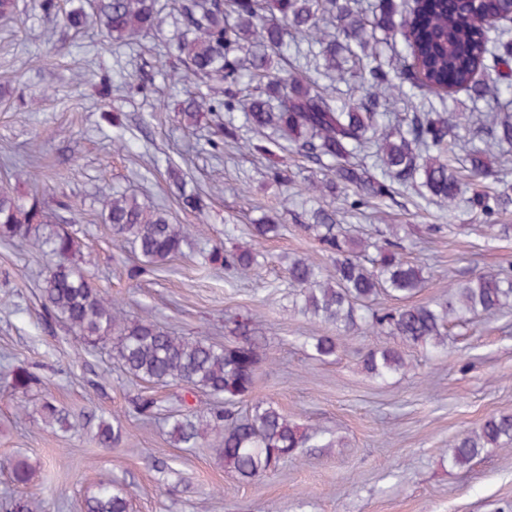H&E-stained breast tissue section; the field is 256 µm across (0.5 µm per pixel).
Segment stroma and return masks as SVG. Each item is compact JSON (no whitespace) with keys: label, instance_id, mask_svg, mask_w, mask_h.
Instances as JSON below:
<instances>
[{"label":"stroma","instance_id":"obj_1","mask_svg":"<svg viewBox=\"0 0 512 512\" xmlns=\"http://www.w3.org/2000/svg\"><path fill=\"white\" fill-rule=\"evenodd\" d=\"M56 2L47 13L37 0H15L13 19H0V184L39 195L48 222L70 226L82 268L127 318L149 315L180 335L218 342L225 321L251 318L268 357L256 396L337 445L302 449L249 483L225 472L215 438L179 447L163 423L143 422L133 408L147 394L179 411L175 390L125 375L110 343L87 347L63 324L44 323L37 243L0 241V512L22 495L40 499L42 512H80L85 490L101 481L127 485L134 512H512V448H485L465 468L449 460L454 439L512 412V308L452 322L445 349H407L409 370L384 379L367 374L361 357L394 340L365 328L345 334L334 358L318 360L309 344L331 329L293 307L285 269L297 257L330 263L299 219L310 205L304 187L323 169L284 154L292 177L284 186L248 150L255 136L247 126L239 128V148L221 156L210 145V124L184 128L182 95L167 78L177 35L170 10L160 28L122 45L95 24L72 27V0ZM143 70L155 73L148 92L135 83ZM104 74L114 79L106 93ZM25 161L30 177H11L9 163ZM183 189L200 190L202 212L181 208ZM115 191L168 210L187 227L190 247L130 278L138 257L113 243L100 217L101 198ZM321 203L358 238L387 224L406 228V255L428 279L414 302L445 299L449 284L482 273L512 275V236H493L476 216L449 215L425 188L397 186L378 209L353 210L329 196ZM262 218L283 227L264 245L268 264L246 276L203 264L201 251L249 242ZM435 224L440 232H432ZM19 365L42 379L24 395L7 376ZM45 399L68 411V430L44 422ZM112 416L128 435L103 448L91 430ZM19 457L33 467L24 486L10 478Z\"/></svg>","mask_w":512,"mask_h":512}]
</instances>
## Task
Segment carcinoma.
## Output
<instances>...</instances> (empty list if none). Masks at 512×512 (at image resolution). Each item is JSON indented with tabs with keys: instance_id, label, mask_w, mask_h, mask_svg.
I'll return each mask as SVG.
<instances>
[{
	"instance_id": "cac0c4a2",
	"label": "carcinoma",
	"mask_w": 512,
	"mask_h": 512,
	"mask_svg": "<svg viewBox=\"0 0 512 512\" xmlns=\"http://www.w3.org/2000/svg\"><path fill=\"white\" fill-rule=\"evenodd\" d=\"M92 15L114 41L130 40L161 22L158 0H89ZM182 35L171 47L175 65L169 77L185 87L179 114L185 126L211 117L219 152L238 144L236 113L259 136L251 150L270 162L273 178L291 181L288 166L272 161L286 141L297 155L335 172L336 178L312 183V191L336 189V182L354 188L344 197L358 209L372 199L392 196L394 185L407 183L427 189L431 200L455 212H475L489 229L508 235L512 226L496 225L512 207L507 192L489 194L479 182L505 169L512 156V113L484 112L474 117L448 106V95L480 90L477 71L512 69V41L489 33L484 18L512 16V0H415L405 12L386 0L380 15L365 19L355 0H174ZM400 38L406 50L398 70L390 68L377 50V32ZM347 53V72L358 81L359 95L337 104L318 80L296 78L280 70L274 59H300L319 76L336 66V50ZM325 67H320V61ZM209 83L208 98L191 90V80ZM439 100L427 110L405 112L402 130L387 131L382 108L388 96L408 95L404 85ZM376 163L368 168L360 156ZM113 238L130 245L144 263L159 266L182 252L187 229L170 222L166 211L137 196L114 194L101 210ZM304 229L329 254L331 267L322 269L304 259L288 264V281L296 301L311 317L346 330L363 323L377 334L392 336L406 347L445 344L451 320L469 315H493L512 301V277L485 273L452 285L448 301L373 308L379 296L412 297L427 281L424 268L403 256L405 238L398 230L380 231V239L364 244L352 240L336 223V210L320 206L310 211ZM281 224H255L249 246H214L202 253L206 263H218L241 274L251 272L264 257L261 243L280 235ZM40 241L45 272L40 286L43 316L64 324L84 344L112 342L113 357L126 375L151 384L171 386L186 394L203 393L209 403L186 414L162 416V405L150 395L136 398L134 410L146 421L162 420L168 434L183 448H197L208 434L219 438L217 452L224 470L250 482L297 458L310 435L288 420L278 406L254 398L266 354L247 318L233 321L228 344L208 338L176 336L148 317L127 320L120 305L96 288L77 260L80 246L74 232L44 223L37 196L21 197L0 188V239ZM372 247L368 260L361 252ZM339 336H317L311 348L327 360L336 356ZM370 375L386 377L409 367L406 352L397 347L369 349L362 359ZM12 387L26 393L39 382L25 366L16 367ZM249 403L240 416L235 405ZM39 411L48 424L65 428L68 415L49 400ZM126 431L120 420L101 419L94 433L110 448ZM512 445V414L487 418L478 429L452 444L451 462L466 467L487 447ZM83 512H133L131 495L122 486L99 482L87 488Z\"/></svg>"
}]
</instances>
